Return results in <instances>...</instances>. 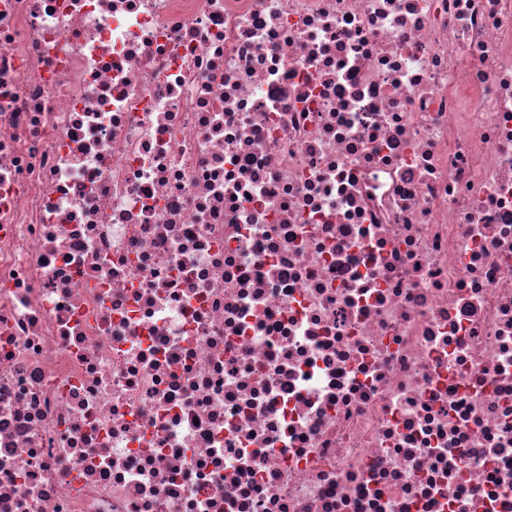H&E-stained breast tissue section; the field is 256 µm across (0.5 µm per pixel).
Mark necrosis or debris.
<instances>
[{
    "label": "necrosis or debris",
    "instance_id": "1",
    "mask_svg": "<svg viewBox=\"0 0 512 512\" xmlns=\"http://www.w3.org/2000/svg\"><path fill=\"white\" fill-rule=\"evenodd\" d=\"M0 512H512V0H0Z\"/></svg>",
    "mask_w": 512,
    "mask_h": 512
}]
</instances>
